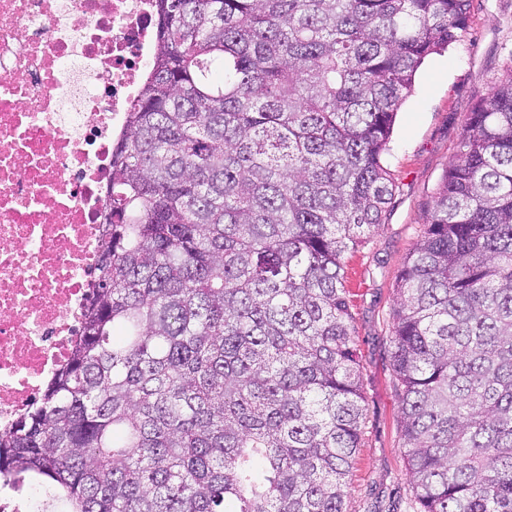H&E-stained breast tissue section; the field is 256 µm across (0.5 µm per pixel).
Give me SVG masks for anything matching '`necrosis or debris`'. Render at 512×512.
Here are the masks:
<instances>
[{
  "label": "necrosis or debris",
  "instance_id": "1",
  "mask_svg": "<svg viewBox=\"0 0 512 512\" xmlns=\"http://www.w3.org/2000/svg\"><path fill=\"white\" fill-rule=\"evenodd\" d=\"M155 0H0V433L92 297L112 147L154 62Z\"/></svg>",
  "mask_w": 512,
  "mask_h": 512
}]
</instances>
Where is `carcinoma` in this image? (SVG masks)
<instances>
[{
  "label": "carcinoma",
  "instance_id": "obj_1",
  "mask_svg": "<svg viewBox=\"0 0 512 512\" xmlns=\"http://www.w3.org/2000/svg\"><path fill=\"white\" fill-rule=\"evenodd\" d=\"M470 0H156L79 341L0 434L63 512H345L360 361L345 253ZM390 336L417 512H512V67L468 113Z\"/></svg>",
  "mask_w": 512,
  "mask_h": 512
}]
</instances>
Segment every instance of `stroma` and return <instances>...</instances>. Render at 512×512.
Returning a JSON list of instances; mask_svg holds the SVG:
<instances>
[{
  "instance_id": "stroma-1",
  "label": "stroma",
  "mask_w": 512,
  "mask_h": 512,
  "mask_svg": "<svg viewBox=\"0 0 512 512\" xmlns=\"http://www.w3.org/2000/svg\"><path fill=\"white\" fill-rule=\"evenodd\" d=\"M512 67V0H470L459 41L432 55L397 116L382 157L395 190L383 224L344 257L361 366L364 419L345 512H417L399 428L390 335L396 282L459 151L468 112Z\"/></svg>"
}]
</instances>
